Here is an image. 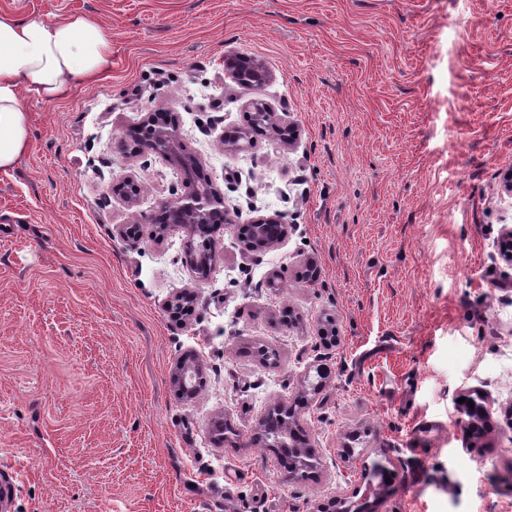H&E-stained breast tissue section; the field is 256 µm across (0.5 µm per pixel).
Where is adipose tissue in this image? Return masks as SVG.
I'll return each mask as SVG.
<instances>
[{"label":"adipose tissue","instance_id":"1","mask_svg":"<svg viewBox=\"0 0 512 512\" xmlns=\"http://www.w3.org/2000/svg\"><path fill=\"white\" fill-rule=\"evenodd\" d=\"M112 62V34L97 20L71 14L47 20L0 12V169L29 146L24 96L44 100L91 82Z\"/></svg>","mask_w":512,"mask_h":512}]
</instances>
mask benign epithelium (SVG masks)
I'll return each mask as SVG.
<instances>
[{"label": "benign epithelium", "instance_id": "benign-epithelium-1", "mask_svg": "<svg viewBox=\"0 0 512 512\" xmlns=\"http://www.w3.org/2000/svg\"><path fill=\"white\" fill-rule=\"evenodd\" d=\"M225 68L232 79L243 87L263 86L270 73L256 58L248 55H235L225 58ZM254 125L266 126L271 136L292 142L297 137V129L288 124L281 125L272 121L268 104L256 99L252 101ZM119 148L129 155L151 153L180 168L193 182L192 189L172 201H166L159 209L166 211L169 220L166 224L155 226L154 236L163 238L173 227L187 230L186 254L191 264V272L198 282H205L211 269L213 249L211 240L196 245L197 236L212 224H231L230 212L224 206V194L204 173L202 163L195 157L183 152L178 124L164 112H149L135 126L122 131ZM144 189L143 182L130 178L110 186V193L123 198L126 202H136ZM251 241L246 244L250 251L269 248L282 242L288 236L289 226L277 216H256L249 221ZM500 259L512 267V226L501 227L496 240ZM197 294L190 291L174 294L167 303V310L173 317L181 320L191 316L196 310ZM200 364L190 358L180 359L170 376L171 384L182 396L191 398L193 386L187 383V377H196ZM490 414L485 405H476L469 410L467 428L476 430ZM311 467L307 450L299 448L291 467L286 470L288 479H298Z\"/></svg>", "mask_w": 512, "mask_h": 512}]
</instances>
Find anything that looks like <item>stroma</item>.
<instances>
[{"mask_svg":"<svg viewBox=\"0 0 512 512\" xmlns=\"http://www.w3.org/2000/svg\"><path fill=\"white\" fill-rule=\"evenodd\" d=\"M92 16L112 67L46 102L25 97L30 147L0 171V476L11 512H512V0H0ZM262 60L237 85L225 56ZM264 100L296 125L227 151ZM174 113L234 218L210 277L185 232L119 225L185 193L182 173L116 140ZM130 205L109 193L127 177ZM277 215L287 238L246 251L237 226ZM196 316L172 321L176 292ZM275 352L274 360L261 356ZM192 353L194 400L170 382ZM320 391L296 399L310 368ZM482 398L468 435L462 397ZM277 403L314 451L290 481L254 445ZM233 432L215 441L212 423ZM387 470L388 483L370 475ZM224 63L232 79L243 87H262L271 76L258 59L248 55L226 57ZM197 300L195 292H178L168 300L167 310L179 320H183V317L187 319L195 312Z\"/></svg>","mask_w":512,"mask_h":512,"instance_id":"stroma-1","label":"stroma"}]
</instances>
